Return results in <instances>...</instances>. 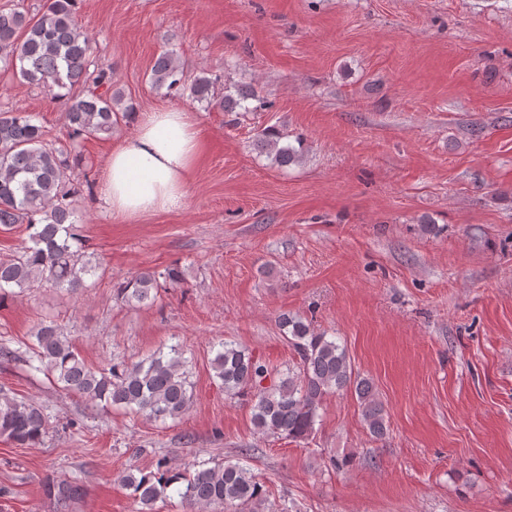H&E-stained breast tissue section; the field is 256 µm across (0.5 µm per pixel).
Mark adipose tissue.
Here are the masks:
<instances>
[{
  "mask_svg": "<svg viewBox=\"0 0 512 512\" xmlns=\"http://www.w3.org/2000/svg\"><path fill=\"white\" fill-rule=\"evenodd\" d=\"M199 147L200 130L190 111L141 113L133 142L114 149L104 168L100 195L113 217L135 220L180 208Z\"/></svg>",
  "mask_w": 512,
  "mask_h": 512,
  "instance_id": "adipose-tissue-1",
  "label": "adipose tissue"
}]
</instances>
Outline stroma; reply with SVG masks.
<instances>
[{
	"mask_svg": "<svg viewBox=\"0 0 512 512\" xmlns=\"http://www.w3.org/2000/svg\"><path fill=\"white\" fill-rule=\"evenodd\" d=\"M77 18L135 112L192 111L202 147L180 209L123 222L82 196L92 287L1 303L0 344L24 349L47 315L92 366L177 344L194 397L161 424L0 362V394L51 423L36 445L0 436V512H57L44 485L72 477L84 494L69 512H138L126 471L241 456L274 512H512V0H80ZM165 50L269 110L154 88ZM14 108L67 145L63 102L1 70L0 110ZM267 126L301 145L299 163L256 150ZM134 132L126 119L85 140L86 166L101 173ZM174 264L184 283L152 305L117 300L120 282ZM284 313L345 347L384 406V439L351 392L326 396L296 441L260 435L248 398L225 393L213 343L296 364Z\"/></svg>",
	"mask_w": 512,
	"mask_h": 512,
	"instance_id": "obj_1",
	"label": "stroma"
}]
</instances>
